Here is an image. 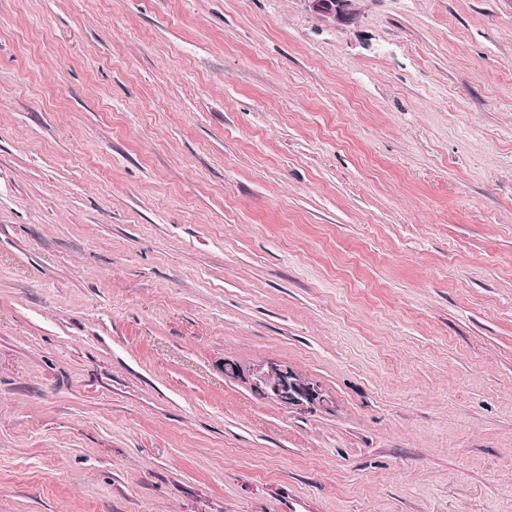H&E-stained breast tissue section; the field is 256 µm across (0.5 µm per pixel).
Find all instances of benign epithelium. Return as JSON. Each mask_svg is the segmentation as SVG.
<instances>
[{
  "label": "benign epithelium",
  "mask_w": 512,
  "mask_h": 512,
  "mask_svg": "<svg viewBox=\"0 0 512 512\" xmlns=\"http://www.w3.org/2000/svg\"><path fill=\"white\" fill-rule=\"evenodd\" d=\"M321 18L347 22L352 17V0H307ZM254 386L266 397L299 410L322 407L326 399L320 387L291 368L269 361L254 369Z\"/></svg>",
  "instance_id": "1"
}]
</instances>
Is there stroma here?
<instances>
[{
  "mask_svg": "<svg viewBox=\"0 0 512 512\" xmlns=\"http://www.w3.org/2000/svg\"><path fill=\"white\" fill-rule=\"evenodd\" d=\"M355 8L0 0V512H512V0ZM311 9L322 19L347 22L352 17V0H306ZM254 386L267 398L299 410L323 407L327 402L317 384L288 366L269 361L254 369Z\"/></svg>",
  "mask_w": 512,
  "mask_h": 512,
  "instance_id": "obj_1",
  "label": "stroma"
}]
</instances>
